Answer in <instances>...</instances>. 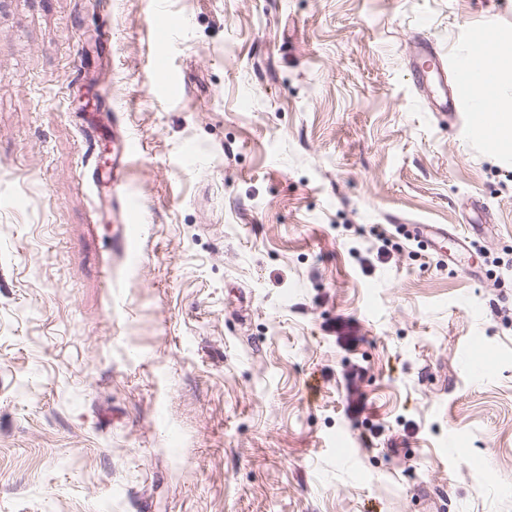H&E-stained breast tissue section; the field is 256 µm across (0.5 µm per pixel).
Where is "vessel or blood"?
I'll list each match as a JSON object with an SVG mask.
<instances>
[{"mask_svg":"<svg viewBox=\"0 0 512 512\" xmlns=\"http://www.w3.org/2000/svg\"><path fill=\"white\" fill-rule=\"evenodd\" d=\"M410 74L417 88L425 96L430 109L445 113L449 119L454 120L461 116L473 98L469 80L462 77L449 78L446 58L438 54L428 39L422 38L417 41L411 55ZM136 150L137 143L123 130L121 120L113 119L110 195L116 229L112 239L123 251L132 249L135 229L141 222L139 207L128 200L122 192L126 159ZM436 234L439 242L447 245L448 259L455 263L457 272L473 279L480 278V267L462 260L463 255L470 251L466 238L450 233L444 228L437 229Z\"/></svg>","mask_w":512,"mask_h":512,"instance_id":"b4317fda","label":"vessel or blood"}]
</instances>
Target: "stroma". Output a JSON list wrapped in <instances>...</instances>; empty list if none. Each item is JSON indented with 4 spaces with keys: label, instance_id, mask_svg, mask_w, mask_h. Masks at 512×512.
I'll return each mask as SVG.
<instances>
[{
    "label": "stroma",
    "instance_id": "1",
    "mask_svg": "<svg viewBox=\"0 0 512 512\" xmlns=\"http://www.w3.org/2000/svg\"><path fill=\"white\" fill-rule=\"evenodd\" d=\"M473 27L512 54L499 0H0V512H512V131L409 77ZM486 215L480 280L370 234ZM136 151V141L125 130H122V122L114 113L112 116V158L109 159L110 171H112L110 195L116 224L112 239L118 243V248L122 251L133 248L136 225L141 224L140 208L122 193L125 160Z\"/></svg>",
    "mask_w": 512,
    "mask_h": 512
}]
</instances>
